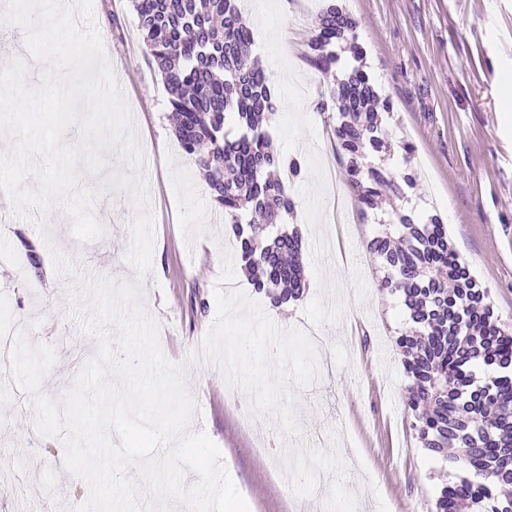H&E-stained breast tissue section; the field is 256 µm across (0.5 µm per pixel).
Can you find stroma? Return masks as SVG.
Wrapping results in <instances>:
<instances>
[{"mask_svg": "<svg viewBox=\"0 0 512 512\" xmlns=\"http://www.w3.org/2000/svg\"><path fill=\"white\" fill-rule=\"evenodd\" d=\"M326 2L245 5L252 55L279 108L273 143L304 163L290 185L296 209L288 220L301 236L299 300L273 307L225 249L231 236L171 129L169 94L130 0H93L144 152L152 270L137 277L127 261L137 210L129 192L106 185L112 173L130 171L113 149L106 169L84 178L104 188L92 205L102 226L95 239L74 236L61 203L20 218L0 195V317L14 334L53 349L41 390L59 401L97 342L70 318L69 282L56 273L54 253L89 276L137 282L162 352L183 366L199 406L187 430L218 446L250 512H435L441 488L468 472L448 468L418 438L396 345L408 312L400 293L382 288L387 271L367 245L398 213L440 215L495 316L512 329V0H335L356 20L364 55L358 62L337 47L336 66L323 73L305 54ZM359 63L393 103L391 152L370 161L397 169L406 162L402 141L411 142L418 186L397 206L366 211L343 187L349 221L339 226L325 180L343 169L329 127L336 111L317 106ZM33 401L0 370V512H74L88 487L65 467L63 439L34 429Z\"/></svg>", "mask_w": 512, "mask_h": 512, "instance_id": "stroma-1", "label": "stroma"}]
</instances>
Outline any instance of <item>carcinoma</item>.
Instances as JSON below:
<instances>
[{
	"label": "carcinoma",
	"mask_w": 512,
	"mask_h": 512,
	"mask_svg": "<svg viewBox=\"0 0 512 512\" xmlns=\"http://www.w3.org/2000/svg\"><path fill=\"white\" fill-rule=\"evenodd\" d=\"M146 53L163 78L175 114L174 132L203 175L212 199L237 241L239 261L252 285L282 305L304 288L299 235L275 237L270 228L292 213L294 200L282 181L298 178L302 164L278 152L265 129L275 107L265 75L250 57L252 32L237 0H131ZM357 22L329 4L308 42L306 59L321 72L337 61L332 46L345 43L363 54ZM340 121L331 129L344 158V178L356 203L373 209L385 192L402 198L416 187L402 176L368 165L386 145L382 124L391 102L375 97L359 70L332 91ZM233 115L242 133L225 130ZM384 224L370 244L399 290L410 326L396 343L412 380L408 407L422 445L450 467L471 468L485 481L462 478L441 489L436 512H512V333L494 318L467 266L439 219L416 224L408 215ZM484 366L497 376L475 390L471 370Z\"/></svg>",
	"instance_id": "1"
}]
</instances>
